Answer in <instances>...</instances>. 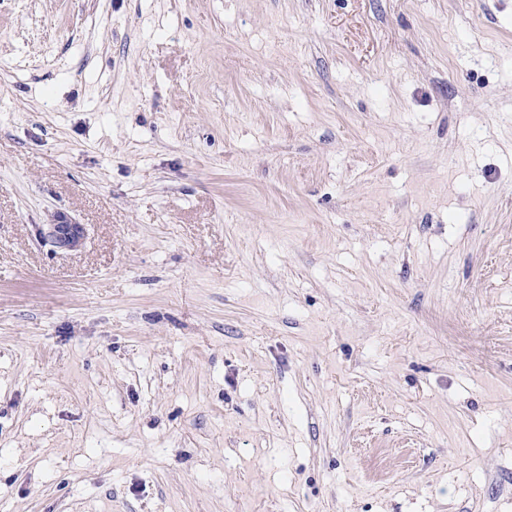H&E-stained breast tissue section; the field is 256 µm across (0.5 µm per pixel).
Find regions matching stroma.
<instances>
[{"instance_id":"1","label":"stroma","mask_w":512,"mask_h":512,"mask_svg":"<svg viewBox=\"0 0 512 512\" xmlns=\"http://www.w3.org/2000/svg\"><path fill=\"white\" fill-rule=\"evenodd\" d=\"M0 512H512V0H0ZM84 224L73 223L66 218L58 217L53 224H42L38 229L39 237L58 250H74L85 237Z\"/></svg>"}]
</instances>
